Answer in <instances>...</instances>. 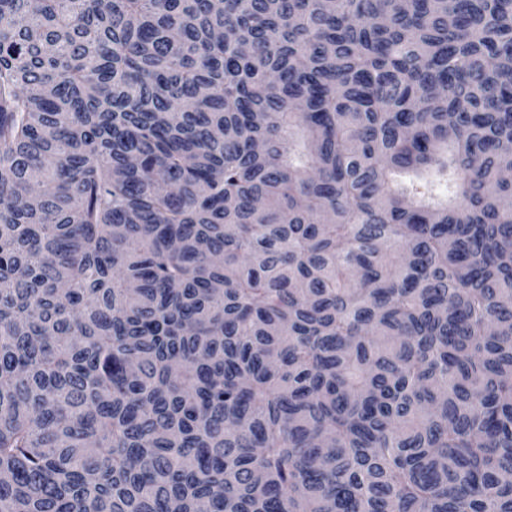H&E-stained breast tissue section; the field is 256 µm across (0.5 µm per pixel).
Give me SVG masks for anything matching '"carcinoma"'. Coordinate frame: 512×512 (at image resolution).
Here are the masks:
<instances>
[{
	"instance_id": "cac0c4a2",
	"label": "carcinoma",
	"mask_w": 512,
	"mask_h": 512,
	"mask_svg": "<svg viewBox=\"0 0 512 512\" xmlns=\"http://www.w3.org/2000/svg\"><path fill=\"white\" fill-rule=\"evenodd\" d=\"M509 172L512 0H0V512H512Z\"/></svg>"
}]
</instances>
